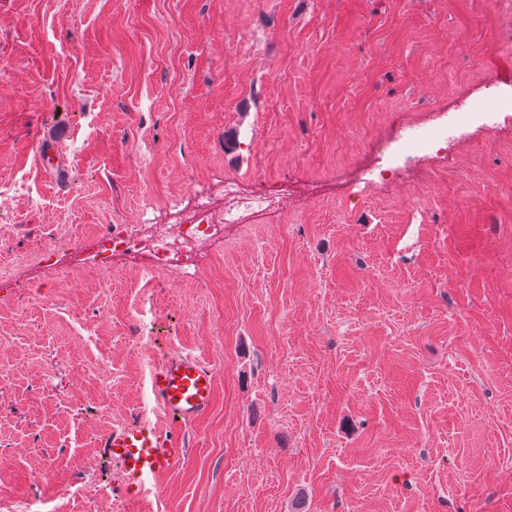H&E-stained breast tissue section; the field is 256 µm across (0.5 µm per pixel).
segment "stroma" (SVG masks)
Masks as SVG:
<instances>
[{
	"instance_id": "obj_1",
	"label": "stroma",
	"mask_w": 512,
	"mask_h": 512,
	"mask_svg": "<svg viewBox=\"0 0 512 512\" xmlns=\"http://www.w3.org/2000/svg\"><path fill=\"white\" fill-rule=\"evenodd\" d=\"M512 0H0V512H512V134L479 116L359 181L397 123L485 107ZM62 170L44 171L43 135ZM284 188L198 274L85 237ZM215 371L203 419L150 394ZM184 458L126 499L103 446ZM151 394L172 424L200 420L213 405V369L196 356L172 355L153 372ZM109 456L120 464L122 495H135L155 485L184 456V443L154 427L132 422L112 430L105 442Z\"/></svg>"
}]
</instances>
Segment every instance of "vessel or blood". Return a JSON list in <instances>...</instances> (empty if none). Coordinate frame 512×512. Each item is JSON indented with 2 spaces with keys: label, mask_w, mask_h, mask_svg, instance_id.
I'll return each instance as SVG.
<instances>
[{
  "label": "vessel or blood",
  "mask_w": 512,
  "mask_h": 512,
  "mask_svg": "<svg viewBox=\"0 0 512 512\" xmlns=\"http://www.w3.org/2000/svg\"><path fill=\"white\" fill-rule=\"evenodd\" d=\"M151 394L171 423L200 420L213 405V370L195 356L172 355L153 372ZM104 446L121 467L125 479L121 492L127 496L157 484L185 454L182 441L140 422L113 429Z\"/></svg>",
  "instance_id": "b4317fda"
}]
</instances>
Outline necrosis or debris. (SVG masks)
I'll return each mask as SVG.
<instances>
[{"label": "necrosis or debris", "mask_w": 512, "mask_h": 512, "mask_svg": "<svg viewBox=\"0 0 512 512\" xmlns=\"http://www.w3.org/2000/svg\"><path fill=\"white\" fill-rule=\"evenodd\" d=\"M224 214L215 217L208 199L199 197L191 209L164 229L152 230L147 224H115L104 233L91 236L86 245L102 259L122 253H147L159 270L196 266L201 246L218 239L228 224H242L250 218L282 209L276 189L260 195H246L236 181L225 182Z\"/></svg>", "instance_id": "obj_1"}]
</instances>
